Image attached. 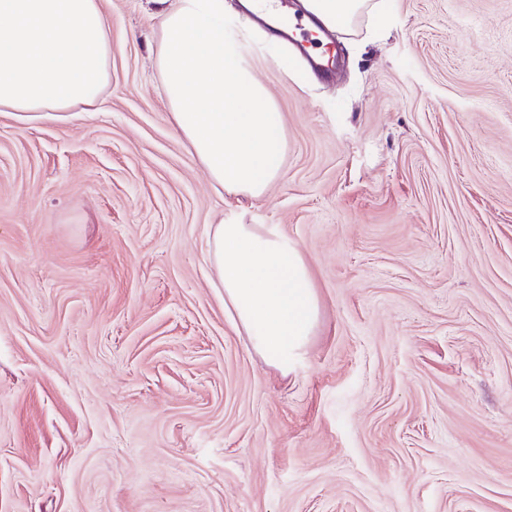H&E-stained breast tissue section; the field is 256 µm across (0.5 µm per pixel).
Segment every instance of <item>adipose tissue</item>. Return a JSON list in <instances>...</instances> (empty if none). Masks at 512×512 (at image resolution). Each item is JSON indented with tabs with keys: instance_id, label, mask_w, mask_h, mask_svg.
I'll list each match as a JSON object with an SVG mask.
<instances>
[{
	"instance_id": "ef3b65f1",
	"label": "adipose tissue",
	"mask_w": 512,
	"mask_h": 512,
	"mask_svg": "<svg viewBox=\"0 0 512 512\" xmlns=\"http://www.w3.org/2000/svg\"><path fill=\"white\" fill-rule=\"evenodd\" d=\"M155 64L168 118L215 189L258 197L282 171L284 120L254 79L224 0H158ZM327 28L384 0H303ZM112 64V21L100 0H0V112L18 124L93 105ZM224 311L254 349L291 368L318 317L310 271L278 225L217 222L210 230Z\"/></svg>"
}]
</instances>
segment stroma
I'll return each mask as SVG.
<instances>
[{
	"label": "stroma",
	"instance_id": "stroma-1",
	"mask_svg": "<svg viewBox=\"0 0 512 512\" xmlns=\"http://www.w3.org/2000/svg\"><path fill=\"white\" fill-rule=\"evenodd\" d=\"M325 82L247 19L282 174L219 195L153 0H102L100 102L0 113V512H512V0H389ZM276 224L319 319L288 374L224 312L211 224Z\"/></svg>",
	"mask_w": 512,
	"mask_h": 512
}]
</instances>
